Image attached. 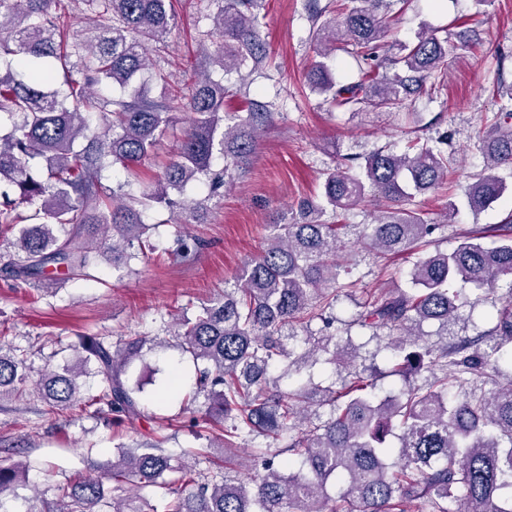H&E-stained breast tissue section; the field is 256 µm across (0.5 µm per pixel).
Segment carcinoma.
Here are the masks:
<instances>
[{
    "instance_id": "carcinoma-1",
    "label": "carcinoma",
    "mask_w": 512,
    "mask_h": 512,
    "mask_svg": "<svg viewBox=\"0 0 512 512\" xmlns=\"http://www.w3.org/2000/svg\"><path fill=\"white\" fill-rule=\"evenodd\" d=\"M211 30L224 43L212 63L227 71L267 55L259 36L260 0H216ZM329 18L315 14V59L307 71L311 91L334 108L398 112L417 98L441 91L457 45L434 33L399 44L387 57L394 69L380 75L363 64L388 49L395 16L390 0H351ZM78 8L86 25L68 22ZM174 24V0H0V271L17 284L43 290L58 275L88 277L112 254V265L128 274L147 257L151 227L140 211L156 204L204 219V204L173 198L189 182L205 178L211 188L226 186L232 173L250 162L257 138L272 113L257 103L249 112L224 113L230 90L224 80L193 72L189 97L160 101L139 83L149 47L163 45ZM348 53L362 78L342 84L332 74L336 51ZM118 85L130 100L109 99L103 88ZM497 111L474 133L483 171L465 196L478 214L502 197L501 169L512 170V84L500 76L492 86ZM190 122L163 174L138 196L112 186L108 173L118 165L128 175L151 156L177 113ZM100 115L101 123L91 117ZM221 159L224 167L213 169ZM359 172L341 160L322 173L319 199H305L283 223L268 225L261 253L243 265L224 294L193 313L183 308L167 332L179 339L196 370L194 396L207 400L205 418L222 424L206 438L229 454L239 468V443H250V480L215 473L200 479L193 467L162 452L163 437L134 447L119 444L112 468L56 487L47 512H157L127 497H108L105 483L120 488L165 490L163 512H407L423 501L431 512H512V373L502 374L503 345L512 341V215L458 238L450 251L427 250L442 224H432L411 207L418 194L448 182L455 151L417 137L407 151L383 147L355 156ZM370 201L369 224H334L343 212ZM33 208L28 216L22 205ZM380 256H416L410 285L389 288L356 314L348 326L386 328L393 336L387 373L404 387L376 394L378 371L356 364L361 345L335 334L306 338L301 353L290 346L297 328L323 316L336 291L352 287L341 279L350 265L345 235ZM198 241L176 230L165 259L185 262ZM475 287L474 301L508 288L490 329L475 338L447 341L448 326L461 320L468 300L453 284ZM425 323L438 326L441 340L414 335ZM146 336L110 343L104 336L81 337L72 364L43 373L37 387L50 410L74 405L117 420H136L142 411L130 384L129 366L141 357ZM27 352L0 344V401L29 379ZM346 371L340 383L283 387L280 380L319 361ZM425 371L426 382H410ZM97 379L84 395L82 378ZM328 408L327 417L308 411ZM294 433L284 448L275 446ZM288 454V458L279 456ZM29 465L0 467V493L26 482ZM339 481V496L328 486ZM464 495L458 496V489Z\"/></svg>"
}]
</instances>
